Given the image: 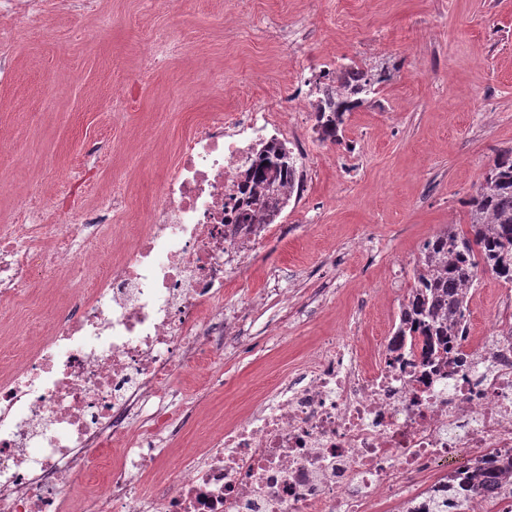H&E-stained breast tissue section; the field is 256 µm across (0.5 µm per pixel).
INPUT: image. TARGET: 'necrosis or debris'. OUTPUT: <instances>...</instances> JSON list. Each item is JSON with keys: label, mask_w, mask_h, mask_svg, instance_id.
<instances>
[{"label": "necrosis or debris", "mask_w": 512, "mask_h": 512, "mask_svg": "<svg viewBox=\"0 0 512 512\" xmlns=\"http://www.w3.org/2000/svg\"><path fill=\"white\" fill-rule=\"evenodd\" d=\"M287 144L272 110L214 114L185 145L154 209L125 239L89 295L11 374L0 376V512H67L64 492L91 468L88 449L117 459L80 512H428L461 467L512 466V314L461 337L464 361L437 370L371 362L329 336L253 410L208 435L148 501L134 474L154 470L174 432L166 399L202 345L232 346L224 283L244 273L279 222L248 234L232 223L244 172L270 143ZM0 226V303L19 298L31 267L54 273L73 244L103 229L97 210Z\"/></svg>", "instance_id": "obj_1"}]
</instances>
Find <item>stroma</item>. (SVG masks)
Wrapping results in <instances>:
<instances>
[{
  "instance_id": "1",
  "label": "stroma",
  "mask_w": 512,
  "mask_h": 512,
  "mask_svg": "<svg viewBox=\"0 0 512 512\" xmlns=\"http://www.w3.org/2000/svg\"><path fill=\"white\" fill-rule=\"evenodd\" d=\"M36 11L0 20V225L49 223L39 201L63 191L66 209L137 225L210 114L264 105L311 137L314 116L295 96L322 68L394 74L346 114L342 144L312 142L287 233L225 283L239 345L201 351L176 379L184 424L139 477L147 496L322 338H355L366 359L393 334L423 242L467 224L468 200L512 147V0H37ZM511 298L481 273L471 335ZM65 310L50 279L32 276L15 307H0V365Z\"/></svg>"
}]
</instances>
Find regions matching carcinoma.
Listing matches in <instances>:
<instances>
[{
    "instance_id": "carcinoma-1",
    "label": "carcinoma",
    "mask_w": 512,
    "mask_h": 512,
    "mask_svg": "<svg viewBox=\"0 0 512 512\" xmlns=\"http://www.w3.org/2000/svg\"><path fill=\"white\" fill-rule=\"evenodd\" d=\"M390 78L386 70L369 74L350 62L336 68V85L318 96L314 129L322 142L339 143L346 113L375 94L376 85ZM296 159L281 145L260 149L246 172L242 208L235 223L253 231L281 209L285 194H293ZM468 228L447 226L427 240L413 269V286L400 308L391 352L393 360L419 354L423 368L439 367L457 350L469 316L471 290L479 273L489 271L512 286V148L499 152L475 195L467 202ZM511 483L507 473L464 477L460 488L472 495Z\"/></svg>"
}]
</instances>
